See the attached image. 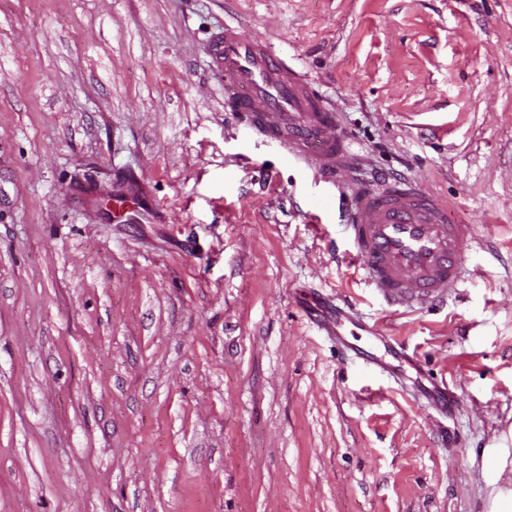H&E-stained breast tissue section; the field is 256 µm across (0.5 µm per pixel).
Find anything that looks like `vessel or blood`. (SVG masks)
<instances>
[{
  "label": "vessel or blood",
  "mask_w": 512,
  "mask_h": 512,
  "mask_svg": "<svg viewBox=\"0 0 512 512\" xmlns=\"http://www.w3.org/2000/svg\"><path fill=\"white\" fill-rule=\"evenodd\" d=\"M212 74L224 102L248 126L283 148L288 158L314 166L327 180L350 164L344 142L325 137L334 114L310 83L263 39L243 37L225 24L208 43ZM448 199L411 186L366 190L356 200L351 226L357 255L390 304L441 298L465 269L459 239L469 224H453Z\"/></svg>",
  "instance_id": "vessel-or-blood-1"
}]
</instances>
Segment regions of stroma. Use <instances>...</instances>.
Wrapping results in <instances>:
<instances>
[{
  "label": "stroma",
  "instance_id": "stroma-1",
  "mask_svg": "<svg viewBox=\"0 0 512 512\" xmlns=\"http://www.w3.org/2000/svg\"><path fill=\"white\" fill-rule=\"evenodd\" d=\"M229 21L332 108L335 181L225 108ZM395 181L476 227L443 302L357 258ZM0 512H512V0H0Z\"/></svg>",
  "mask_w": 512,
  "mask_h": 512
}]
</instances>
